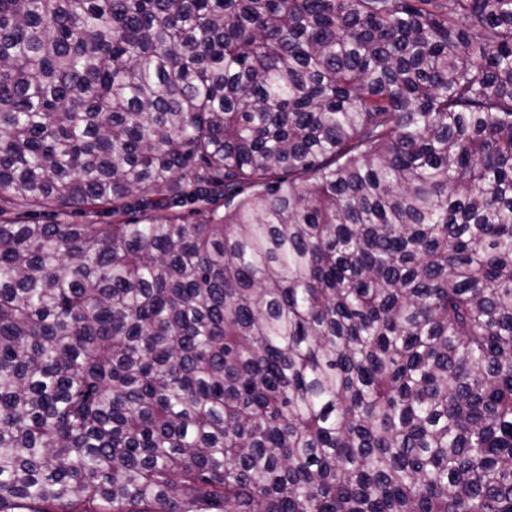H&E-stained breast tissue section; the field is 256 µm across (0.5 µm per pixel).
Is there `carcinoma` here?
I'll return each instance as SVG.
<instances>
[{
    "label": "carcinoma",
    "mask_w": 512,
    "mask_h": 512,
    "mask_svg": "<svg viewBox=\"0 0 512 512\" xmlns=\"http://www.w3.org/2000/svg\"><path fill=\"white\" fill-rule=\"evenodd\" d=\"M0 512H512V0H0Z\"/></svg>",
    "instance_id": "cac0c4a2"
}]
</instances>
